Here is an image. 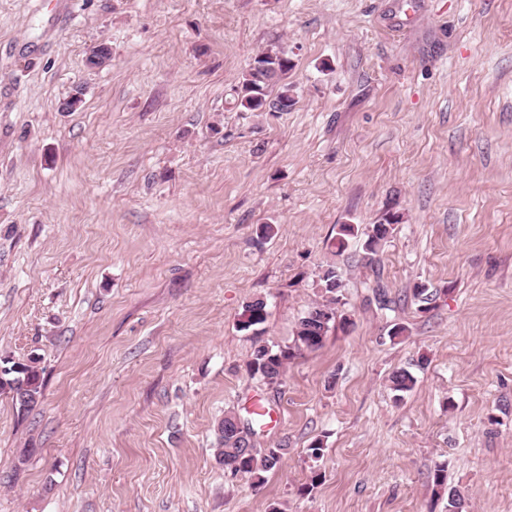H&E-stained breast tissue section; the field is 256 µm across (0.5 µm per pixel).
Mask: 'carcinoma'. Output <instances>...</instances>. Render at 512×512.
Listing matches in <instances>:
<instances>
[{"instance_id": "carcinoma-1", "label": "carcinoma", "mask_w": 512, "mask_h": 512, "mask_svg": "<svg viewBox=\"0 0 512 512\" xmlns=\"http://www.w3.org/2000/svg\"><path fill=\"white\" fill-rule=\"evenodd\" d=\"M281 47L271 46L262 50V54L269 57L266 61L268 68L255 73L246 69L241 76L239 85L235 89L234 107L240 112H259L265 105V101L280 103L293 101V86L284 82V76L292 69L289 58L281 59L278 54ZM278 87L275 98H270L269 91L272 87ZM400 216L391 214L385 218V222L373 224L365 232L363 249L369 260H374L379 250L392 234L393 225L399 223ZM319 286L323 293V299L311 305L299 319L298 326L292 344L280 346L273 345L267 351L263 347H254L249 360L246 363L248 373L259 378L266 385H279L282 383L288 362L305 351H315L323 346L326 334L335 327L336 321L341 324H349L345 316H337L336 304L344 299L343 285L339 279L336 267L328 265L318 270ZM243 315L247 319L240 322V329L248 330L256 325L264 323L267 319V302L257 298L245 304ZM7 379L11 383L10 390L17 393L31 390L36 394H42L44 386L42 368L36 358L29 359V364L24 371L8 374ZM391 389L398 396L410 392L416 382L415 375L406 368H399L390 377ZM230 414H224V419L215 427L216 448L214 459L223 469L234 474H249L260 476V473L269 471L277 466L280 461L279 452L275 449L261 451L254 449L245 451L249 447L248 436L251 428H243L240 433L229 429ZM433 483L437 492H445L448 496V512H465L467 499L459 490L448 488L445 483L444 469L435 470Z\"/></svg>"}]
</instances>
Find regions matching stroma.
I'll return each instance as SVG.
<instances>
[{
  "mask_svg": "<svg viewBox=\"0 0 512 512\" xmlns=\"http://www.w3.org/2000/svg\"><path fill=\"white\" fill-rule=\"evenodd\" d=\"M270 45L296 103L237 111ZM393 213L375 262L336 251ZM326 265L349 326L263 385L255 343L292 342ZM32 356L0 512H448L440 465L512 512V0H0V358ZM256 400L259 480L213 457ZM249 314V316H247ZM247 317V320H244ZM267 319V303L264 299L257 298L247 302L243 309V320L240 322L241 330H249L251 327L263 324ZM29 362L23 372H13V374L4 375H7L5 378L11 383L9 392L15 391L16 393H20L21 391H25V393H27L29 392L28 390H32L35 394H39L38 399L30 398L24 401H20L19 399H15L14 396H11L12 401L15 402V405H18L19 410L26 412L32 410L38 404L44 386L42 377L43 371L42 368L39 367L38 359L30 358Z\"/></svg>",
  "mask_w": 512,
  "mask_h": 512,
  "instance_id": "obj_1",
  "label": "stroma"
}]
</instances>
